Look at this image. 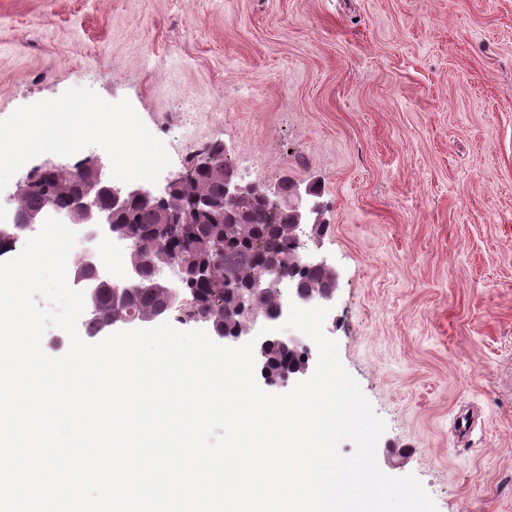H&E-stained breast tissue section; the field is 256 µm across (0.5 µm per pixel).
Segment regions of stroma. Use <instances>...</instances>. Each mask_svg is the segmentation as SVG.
Masks as SVG:
<instances>
[{"label":"stroma","instance_id":"obj_1","mask_svg":"<svg viewBox=\"0 0 512 512\" xmlns=\"http://www.w3.org/2000/svg\"><path fill=\"white\" fill-rule=\"evenodd\" d=\"M74 87L315 184L380 468L512 512V0H0V119Z\"/></svg>","mask_w":512,"mask_h":512}]
</instances>
